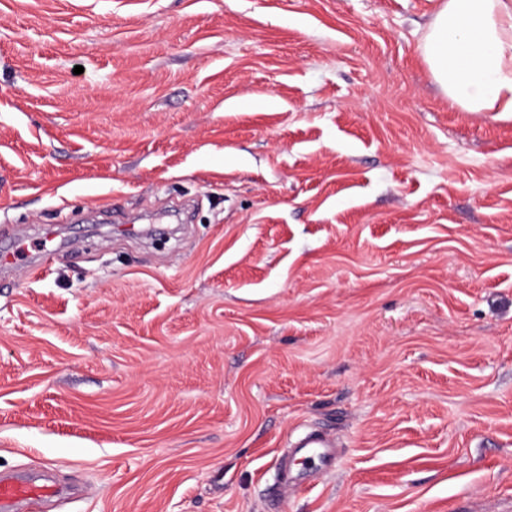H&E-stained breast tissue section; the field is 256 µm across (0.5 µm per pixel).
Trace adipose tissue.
<instances>
[{
    "instance_id": "adipose-tissue-1",
    "label": "adipose tissue",
    "mask_w": 512,
    "mask_h": 512,
    "mask_svg": "<svg viewBox=\"0 0 512 512\" xmlns=\"http://www.w3.org/2000/svg\"><path fill=\"white\" fill-rule=\"evenodd\" d=\"M421 54L454 104L512 113V0H442Z\"/></svg>"
}]
</instances>
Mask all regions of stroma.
Here are the masks:
<instances>
[{
    "label": "stroma",
    "mask_w": 512,
    "mask_h": 512,
    "mask_svg": "<svg viewBox=\"0 0 512 512\" xmlns=\"http://www.w3.org/2000/svg\"><path fill=\"white\" fill-rule=\"evenodd\" d=\"M438 3L0 0L24 512H512V115L433 80ZM333 447L331 441L323 435H311L296 445L294 453L304 461L317 459L322 466H329L336 459V448Z\"/></svg>",
    "instance_id": "obj_1"
}]
</instances>
